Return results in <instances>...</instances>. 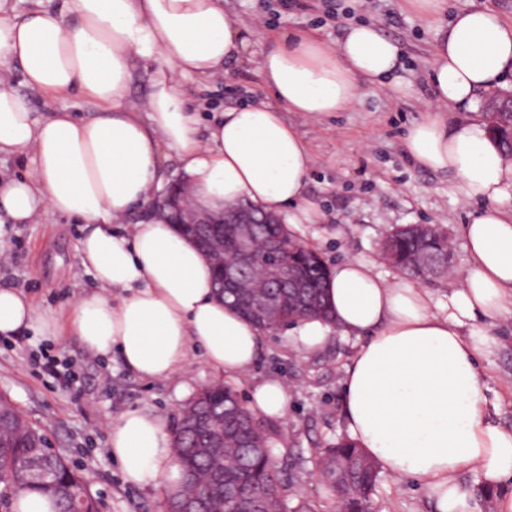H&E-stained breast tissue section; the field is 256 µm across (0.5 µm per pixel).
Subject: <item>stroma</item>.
<instances>
[{
	"mask_svg": "<svg viewBox=\"0 0 512 512\" xmlns=\"http://www.w3.org/2000/svg\"><path fill=\"white\" fill-rule=\"evenodd\" d=\"M439 24L428 23L407 0H335L328 16L321 0L284 9L281 0H224L234 18L252 29L253 48L261 50L269 33H315L335 41L344 27L367 22L398 43L402 67L393 87L365 85L352 106L312 118L285 113L308 144L315 164L307 192L322 208L320 224H295L292 232L314 245L329 265L347 258L370 261L376 273L393 279L398 271L380 255L379 243L404 224H440L454 245L473 204L462 203L455 178L418 167L404 152L406 129L434 108L426 73L438 27L460 11L489 7L512 17V0H446ZM191 96L229 108L268 97L255 69L234 66L207 89ZM82 225L60 216L38 224H1L0 287L21 290L47 313L66 321L81 293L95 291L92 275L77 258ZM495 345L479 360L487 407L497 425L512 430V318L490 329ZM361 343L355 335L333 332L317 351L298 349L294 327L265 334L253 370L233 379L241 394L254 382L276 377L290 389L285 417L267 418L276 433L275 452L287 493L318 503L327 498L312 458L319 448L346 436L343 420L344 369ZM216 373L193 358L183 380L152 381L132 373L120 356L96 357L71 337L40 340L21 334L0 337V395L6 396L43 430L51 448L70 459L85 478L98 512H161L159 493L124 481L109 451L107 425L135 408L156 411L175 425L179 409ZM373 512H434L425 489L412 478L381 472L372 497Z\"/></svg>",
	"mask_w": 512,
	"mask_h": 512,
	"instance_id": "35a3bbf8",
	"label": "stroma"
}]
</instances>
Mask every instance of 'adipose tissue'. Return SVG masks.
<instances>
[{
  "label": "adipose tissue",
  "instance_id": "adipose-tissue-1",
  "mask_svg": "<svg viewBox=\"0 0 512 512\" xmlns=\"http://www.w3.org/2000/svg\"><path fill=\"white\" fill-rule=\"evenodd\" d=\"M250 45V29L224 0H59L23 13L15 0H0V155L25 166L0 179V214L13 224L50 215L86 224L78 258L99 285L76 300L64 325L23 292L0 287L1 336H71L94 354L119 353L152 380L182 373L196 351L217 375L252 370L262 333L215 294L204 253L167 219L132 217L159 191L173 154L198 205L247 201L293 224L320 223L306 193L313 155L284 115L346 111L363 84L394 76L401 52L369 24L349 25L333 45L287 33L257 54ZM142 62L153 67L150 89L133 106ZM245 62L271 101L217 111L201 129L187 83L208 85ZM16 67L28 86L88 97L94 112L36 116L11 85ZM511 76L512 19L476 8L440 28L427 73L438 112L414 123L404 146L421 168L452 173L462 200L482 204L461 227L465 266L446 302L349 259L329 275L332 321L305 318L296 328L308 352L336 329L364 336L342 382L347 432L383 468L419 482L436 512H480L463 475L485 489L512 480V431L493 423L479 372L489 324L512 315V210L502 205L512 158L485 121L451 125L442 116L472 108ZM289 399L284 383L267 379L253 387L249 408L282 417ZM109 447L126 483L161 492L181 480L168 427L153 412L132 409L111 422Z\"/></svg>",
  "mask_w": 512,
  "mask_h": 512
}]
</instances>
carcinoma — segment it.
<instances>
[{"label":"carcinoma","mask_w":512,"mask_h":512,"mask_svg":"<svg viewBox=\"0 0 512 512\" xmlns=\"http://www.w3.org/2000/svg\"><path fill=\"white\" fill-rule=\"evenodd\" d=\"M382 246L400 270L419 278L448 280L453 252L448 233L438 225L396 227L387 233ZM247 251L246 281L251 287L224 289V303L268 333L306 317L329 318V266L317 250L296 239L287 225L279 221L250 225ZM283 262L294 270L303 288L279 287L277 274ZM0 415L8 417L0 425V512H13V502L30 492L47 497L53 512H97L85 480L65 456L47 447L42 431L3 397ZM173 448L181 475H191L177 491L207 499L213 512H257L253 500L239 493L241 488L263 496L264 512H319L303 499L290 505L282 493L272 430L229 387H206L181 409ZM31 464L50 470L51 480L35 481ZM313 464L335 512H370L379 467L354 442L342 439L322 449Z\"/></svg>","instance_id":"carcinoma-1"}]
</instances>
